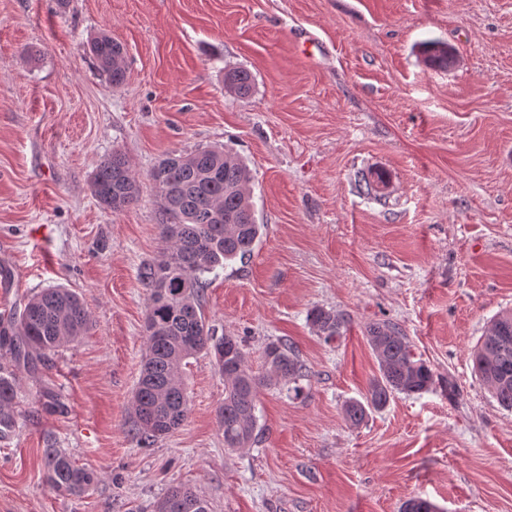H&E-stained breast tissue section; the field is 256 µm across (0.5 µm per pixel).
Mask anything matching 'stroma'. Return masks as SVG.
Listing matches in <instances>:
<instances>
[{
    "label": "stroma",
    "instance_id": "stroma-1",
    "mask_svg": "<svg viewBox=\"0 0 512 512\" xmlns=\"http://www.w3.org/2000/svg\"><path fill=\"white\" fill-rule=\"evenodd\" d=\"M126 49L112 87L89 52ZM459 62L429 67L422 45ZM248 96L224 87L230 68ZM244 160L264 235L210 275L205 314L263 348L292 344L299 393L259 392V443L224 446V379L183 374L185 422L151 446L129 432L146 352L137 278L163 248L148 179L172 151ZM141 182L104 209L91 176L112 151ZM385 173L383 190L368 181ZM0 313L41 289L77 292L87 334L47 368L15 369L21 416L0 442V512H151L175 485L213 512H512V411L472 371L490 319L512 311V0H0ZM316 306L345 322L325 340ZM397 325L437 383L350 425L378 365L366 339ZM66 449L97 484L52 491L43 451ZM253 79L249 71L241 68L230 69L224 74L225 87L234 94L245 96L252 90Z\"/></svg>",
    "mask_w": 512,
    "mask_h": 512
}]
</instances>
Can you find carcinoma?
<instances>
[{
    "mask_svg": "<svg viewBox=\"0 0 512 512\" xmlns=\"http://www.w3.org/2000/svg\"><path fill=\"white\" fill-rule=\"evenodd\" d=\"M90 53L114 87L126 81L124 46L106 32L90 43ZM428 65L453 68L452 57L439 41L424 45ZM249 71L230 69L225 87L240 96L249 94ZM149 180L159 198L160 254L143 261L138 280L149 295L145 316L147 354L133 393L129 432L140 443L165 437L185 421L188 398L183 382L187 360L199 354L212 358L224 377V401L218 423L224 447L248 450L258 441L259 388L288 386L293 390L307 369L285 340L268 342L263 349L266 374L249 368L246 352L235 336L218 335L204 312L207 275L236 260L251 256L263 235L251 203L252 175L244 161L221 147L173 151L150 171ZM91 194L104 208L122 212L138 201L140 182L126 156L118 151L95 169ZM308 321L329 339L340 333L342 321L331 310L313 308ZM90 325L82 298L74 291L53 286L32 294L24 306L0 315V439L13 434L19 414L13 367L24 365L36 372L60 348L79 341ZM367 342L378 363V376L370 382L364 400L348 402L345 419L360 425L370 411L384 408L396 393L422 394L432 390L434 372L415 356L402 331L392 324L368 327ZM473 368L497 403L512 410V312L496 315L472 355ZM48 484L57 492L79 495L92 487L93 473L80 468L62 448L44 451ZM154 512H211L208 501L192 489L171 487L154 506ZM401 512H437L423 498H411Z\"/></svg>",
    "mask_w": 512,
    "mask_h": 512,
    "instance_id": "carcinoma-1",
    "label": "carcinoma"
}]
</instances>
